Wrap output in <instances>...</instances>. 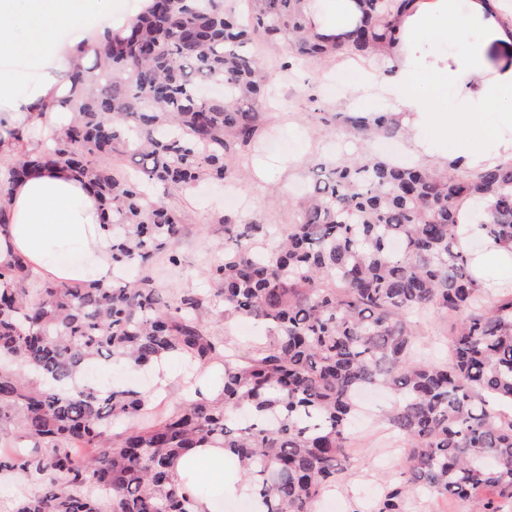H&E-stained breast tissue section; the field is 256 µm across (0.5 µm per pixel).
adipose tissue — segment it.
<instances>
[{
  "instance_id": "1",
  "label": "adipose tissue",
  "mask_w": 512,
  "mask_h": 512,
  "mask_svg": "<svg viewBox=\"0 0 512 512\" xmlns=\"http://www.w3.org/2000/svg\"><path fill=\"white\" fill-rule=\"evenodd\" d=\"M110 0H0V56L22 57L44 71L41 81L27 82L13 70L0 69V146L29 147L31 129H63L72 114L61 106L68 92L62 76L73 49L89 41ZM467 27L473 40L459 52H440L449 32ZM402 40L392 51L395 72L380 80L373 72L357 78L359 91L379 90L395 100L411 131L415 151L430 158L455 149L472 169L512 155V64L492 68V45L512 44L480 0H422L404 16ZM492 105L496 122L481 111ZM460 132L456 144L448 137ZM8 223L0 229V263L23 255L32 271L64 283L78 278L109 286L112 238L100 226L98 198L87 180L70 171H36L12 183L6 204ZM225 452L196 448L178 460L175 472L219 485L220 495L205 496L197 512H224L225 495L247 498L237 476L224 471Z\"/></svg>"
}]
</instances>
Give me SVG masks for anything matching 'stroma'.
I'll return each instance as SVG.
<instances>
[{"label": "stroma", "instance_id": "35a3bbf8", "mask_svg": "<svg viewBox=\"0 0 512 512\" xmlns=\"http://www.w3.org/2000/svg\"><path fill=\"white\" fill-rule=\"evenodd\" d=\"M258 51L274 94L273 113L263 137L267 151L241 159V177L232 183L170 192L169 207L186 217L175 244L182 265L173 275L167 272L163 259H155L153 270L158 287L208 292L211 281L207 267L214 247L224 242V216L253 213L279 231L295 223L299 200L309 187L306 173L315 161L363 151L404 164L414 161L408 137L379 136L365 141L354 137L346 127L320 120L322 113L343 111L340 99L347 91V77L360 70L380 71V63L339 53L315 61L293 62L284 72L279 68L285 59L282 46L264 44ZM201 318L211 333L223 337L227 347L241 356L248 354L252 342L261 334L253 320L225 318L218 305L206 309ZM417 330L425 354L437 360L447 359L451 322L446 316L425 314L419 318ZM168 369L172 381L161 393L155 390L156 376L123 367L113 368L103 383L133 384L147 392L152 404L172 410L192 399L194 388L190 373L180 361H170ZM391 403L386 394L362 403L342 478L322 494L316 512H374L384 490L395 479L403 455L402 444L392 440L381 421Z\"/></svg>", "mask_w": 512, "mask_h": 512}]
</instances>
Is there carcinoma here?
Instances as JSON below:
<instances>
[{
  "label": "carcinoma",
  "instance_id": "1",
  "mask_svg": "<svg viewBox=\"0 0 512 512\" xmlns=\"http://www.w3.org/2000/svg\"><path fill=\"white\" fill-rule=\"evenodd\" d=\"M149 0L133 19L81 48L93 64L65 73L73 122L34 151L9 155L7 182L63 166L87 177L112 235V286L59 284L25 258L0 264V429L19 444L0 451V475L29 488L0 512H196L201 484L175 480L193 448H228L259 495V512H313L336 482L356 398L385 388V422L407 446L378 512H402L414 491L480 498L481 512L512 503V291L491 295L458 243L465 210L478 240L512 250V159L480 170L453 160L436 172L379 158L317 163L299 218L272 235L256 219H224L207 295L165 292L151 276L126 278L174 250L182 219L172 186L232 174L267 120L266 78L250 44H284L288 61L345 51L382 58L418 0H356L360 16L339 36L317 31L307 0ZM355 133L396 136L392 112L334 114ZM129 154L135 177L102 159ZM262 323L265 342L240 360L199 312ZM454 321L450 361L417 347L416 318ZM221 360V396L196 399L145 424L148 398L121 385L79 386L98 363L132 368L167 358Z\"/></svg>",
  "mask_w": 512,
  "mask_h": 512
}]
</instances>
